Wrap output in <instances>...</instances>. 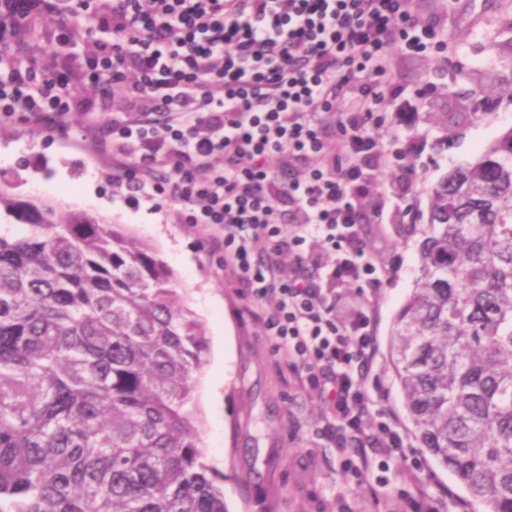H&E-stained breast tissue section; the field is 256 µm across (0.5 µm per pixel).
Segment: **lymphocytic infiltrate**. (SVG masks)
Returning a JSON list of instances; mask_svg holds the SVG:
<instances>
[{
    "label": "lymphocytic infiltrate",
    "instance_id": "f902f5d3",
    "mask_svg": "<svg viewBox=\"0 0 512 512\" xmlns=\"http://www.w3.org/2000/svg\"><path fill=\"white\" fill-rule=\"evenodd\" d=\"M0 0V113H30L35 122L65 121L79 106L82 85L109 88L125 70L138 73L131 99L166 113L163 123H129L112 131L136 137V191L152 194L145 175L159 163L161 145L174 141L182 171L175 198L194 211L193 223L214 226L224 260L253 301L278 296L262 320L266 335L288 347V368L309 392L328 393L332 419L320 429L343 472L364 476L408 459L405 433L394 417L370 433V407L387 400L369 386L376 361L375 315L368 305L340 309L336 287L356 281L383 287L387 273L368 259L361 226L380 205L364 210L375 179L392 167V146L375 133L379 100L372 78L391 65L392 50L419 56L447 52L442 22H418V0H109L105 11L78 0ZM91 22L95 48L81 53L70 41L52 48L45 76L21 32L42 27L69 33ZM344 100L336 130L339 154L326 150L321 115ZM335 111V110H334ZM316 164L301 177L277 183L271 158ZM302 215L284 225L282 204ZM326 242L336 259L331 287L321 278L283 279L284 258L311 262L307 240ZM265 256H255L256 242Z\"/></svg>",
    "mask_w": 512,
    "mask_h": 512
}]
</instances>
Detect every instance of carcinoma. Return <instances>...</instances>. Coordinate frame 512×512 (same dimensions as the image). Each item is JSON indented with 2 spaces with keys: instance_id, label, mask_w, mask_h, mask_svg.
<instances>
[{
  "instance_id": "1",
  "label": "carcinoma",
  "mask_w": 512,
  "mask_h": 512,
  "mask_svg": "<svg viewBox=\"0 0 512 512\" xmlns=\"http://www.w3.org/2000/svg\"><path fill=\"white\" fill-rule=\"evenodd\" d=\"M388 365L419 448L512 512V127L431 188ZM205 331L153 247L0 187V512H229Z\"/></svg>"
}]
</instances>
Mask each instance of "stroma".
Returning a JSON list of instances; mask_svg holds the SVG:
<instances>
[{
  "label": "stroma",
  "instance_id": "obj_1",
  "mask_svg": "<svg viewBox=\"0 0 512 512\" xmlns=\"http://www.w3.org/2000/svg\"><path fill=\"white\" fill-rule=\"evenodd\" d=\"M435 7L445 18L447 57L396 51L388 73L375 80L378 109L388 116L376 135L385 139L398 129L411 145L404 167L381 177L393 190L389 223L363 227L367 250L388 279L376 292L355 284L343 290L345 302L365 301L376 310L370 381L388 400L372 407L371 421L379 423L386 410L406 432L411 426L387 352L394 317L416 288L414 226L447 168L472 162L512 127V0H460L453 12L436 0ZM480 70L495 75L498 92L479 91ZM82 97L85 108L62 124H36L25 112L0 117V185L120 225L151 244L173 271L206 331L209 351L195 398L202 445L224 474L229 512H337V498L352 500L355 485L317 434L331 416L329 405L290 381L286 351L248 315V301L209 231L186 223L184 205L170 195H141L119 181L128 156L109 133L112 119L140 122L150 117L151 104L132 105L118 86L105 96L89 86ZM408 166L415 179L407 178Z\"/></svg>",
  "mask_w": 512,
  "mask_h": 512
}]
</instances>
